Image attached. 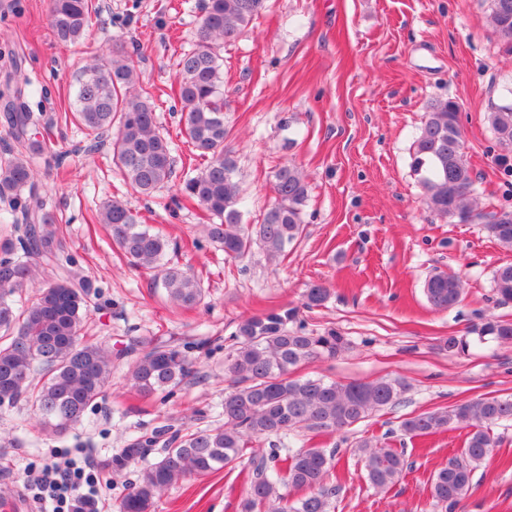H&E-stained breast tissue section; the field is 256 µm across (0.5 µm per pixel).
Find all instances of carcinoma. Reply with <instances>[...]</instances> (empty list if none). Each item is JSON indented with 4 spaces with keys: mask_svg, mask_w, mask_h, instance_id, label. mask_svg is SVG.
Segmentation results:
<instances>
[{
    "mask_svg": "<svg viewBox=\"0 0 512 512\" xmlns=\"http://www.w3.org/2000/svg\"><path fill=\"white\" fill-rule=\"evenodd\" d=\"M266 2L204 0L196 44L177 62L182 132L205 159L202 171L185 183V198L219 219L207 225V238L233 260L246 257L256 245L270 260L281 257L303 232L308 198L302 170L293 164L281 166L270 184L274 204L263 221L243 223L238 168L224 146L229 130L224 124L218 47L236 39ZM97 12L92 0H50V23L58 42L80 43ZM490 21L505 51L512 54V0H491ZM0 94L9 104L5 119L10 135L21 147L0 159V204L11 225L0 240V406L23 400L44 432L60 436L79 425L88 407L105 397L112 350L81 336L93 285L76 261L64 256L54 214L34 191L39 160L50 150L41 132L42 114L29 110L21 87L7 83ZM459 112L460 105L451 98H436L427 105L414 140L424 203L441 217L481 224L501 247L512 251V208L482 212L475 206V179L465 159ZM72 120L86 131L87 153L99 150L103 137L112 135V164L138 193L151 196L171 180L174 159L169 143L157 128L152 94L143 87L124 43L113 44L108 54L82 68ZM487 121L500 157L507 158L512 153V103L494 107ZM93 221L106 226L129 266L153 273L154 284L165 289L173 304L192 307L200 301L202 288L195 273L166 258V239L139 223L121 200L102 202ZM16 241L23 249L20 257ZM28 286L36 289L34 300L19 309L13 295ZM423 292L433 309L447 311L461 302L462 281L456 274L436 272L425 281ZM493 292L497 303L512 302V264L495 270ZM329 295L330 289L313 285L304 294V306H319ZM295 319L294 309L273 310L241 321L231 333V350L224 359L230 387L224 393L223 423L168 439L165 430H153L112 457V468L120 472L144 449L164 444L161 456L140 470L121 498L119 512H152L155 498L179 481L220 470L253 441L269 437L278 442H269L267 454L252 457L243 512H330L337 493L336 484L329 481L333 454L323 448L292 450L285 439L303 428L348 429L372 412L398 404L406 385L389 378L339 383L292 376L298 365L334 358L348 346L334 330L315 336L302 325L288 328ZM474 333L479 342H512V320L491 317ZM471 342L467 336H450L443 349L461 355ZM191 350L187 344L145 348L129 365L127 379L145 397L176 387L196 374ZM506 421H512L511 396L478 398L403 422L404 433L413 436L441 432L453 424L471 427L461 453L449 457L428 480L433 508L455 512L471 493L474 471L493 447L489 427ZM355 452L364 461L368 484L380 491L391 489L408 469L403 452L372 437L357 441ZM283 486L303 495L292 499L281 491Z\"/></svg>",
    "mask_w": 512,
    "mask_h": 512,
    "instance_id": "1",
    "label": "carcinoma"
}]
</instances>
